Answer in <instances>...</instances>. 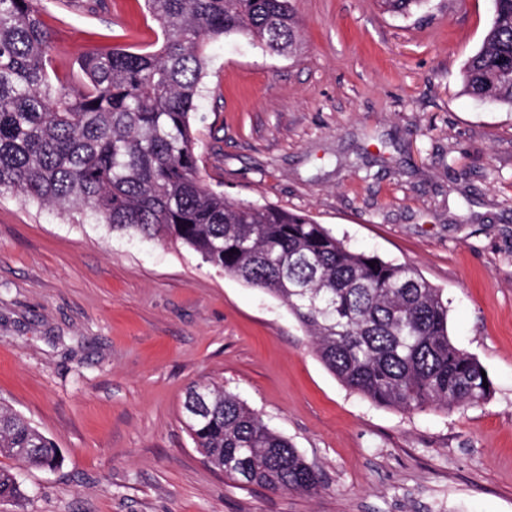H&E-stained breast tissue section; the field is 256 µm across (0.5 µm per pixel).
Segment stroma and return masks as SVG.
<instances>
[{"label": "stroma", "mask_w": 512, "mask_h": 512, "mask_svg": "<svg viewBox=\"0 0 512 512\" xmlns=\"http://www.w3.org/2000/svg\"><path fill=\"white\" fill-rule=\"evenodd\" d=\"M51 78L154 49L143 0H43ZM295 54L238 35L206 49L198 174L225 197L312 216L416 267L490 399L403 413L351 392L287 306L181 244L0 197V401L58 469L0 456L26 492L0 512H512V109L464 94L492 0H291ZM215 383L288 438L318 492L237 484L196 449L187 387Z\"/></svg>", "instance_id": "35a3bbf8"}]
</instances>
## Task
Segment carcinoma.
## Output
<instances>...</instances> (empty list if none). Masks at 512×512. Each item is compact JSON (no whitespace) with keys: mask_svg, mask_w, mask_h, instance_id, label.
I'll list each match as a JSON object with an SVG mask.
<instances>
[{"mask_svg":"<svg viewBox=\"0 0 512 512\" xmlns=\"http://www.w3.org/2000/svg\"><path fill=\"white\" fill-rule=\"evenodd\" d=\"M410 14L426 0H381ZM465 92L512 109V0H497ZM158 48L81 57L82 79L48 75L41 0H0V196L11 194L147 241L176 240L288 306L324 366L350 391L411 413L487 401L483 365L448 332V299L415 269L359 252L304 214L233 202L198 177L194 120L205 47L242 34L273 54L299 35L290 0H145ZM197 449L224 476L311 493L316 469L236 395L196 384L183 404ZM59 448L0 402V456L55 470ZM26 498L0 469V504Z\"/></svg>","mask_w":512,"mask_h":512,"instance_id":"cac0c4a2","label":"carcinoma"}]
</instances>
